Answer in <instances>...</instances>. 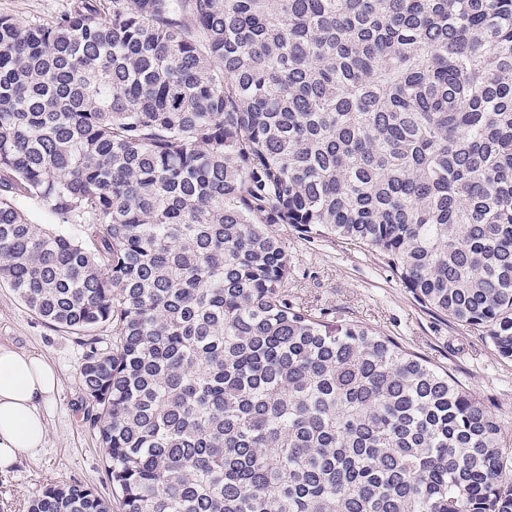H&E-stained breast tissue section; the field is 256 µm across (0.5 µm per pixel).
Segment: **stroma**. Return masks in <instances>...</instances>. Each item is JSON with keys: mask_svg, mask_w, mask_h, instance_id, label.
<instances>
[{"mask_svg": "<svg viewBox=\"0 0 512 512\" xmlns=\"http://www.w3.org/2000/svg\"><path fill=\"white\" fill-rule=\"evenodd\" d=\"M71 0H0V15L21 24L45 21L68 10ZM274 235L294 268L288 292L387 336L435 367L448 371L502 426V445L512 451V361L499 357L477 331L452 323L423 307L376 255L338 238L304 239L277 224ZM0 344L43 356L54 365L60 386L43 412L49 433L44 448L0 472V512H28L46 484L79 482L104 497L98 431L87 416L91 404L79 380L84 347L75 335L53 327L31 311L8 284L0 282Z\"/></svg>", "mask_w": 512, "mask_h": 512, "instance_id": "stroma-1", "label": "stroma"}]
</instances>
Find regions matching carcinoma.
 <instances>
[{"mask_svg": "<svg viewBox=\"0 0 512 512\" xmlns=\"http://www.w3.org/2000/svg\"><path fill=\"white\" fill-rule=\"evenodd\" d=\"M274 224L375 254L512 360V0L0 15V280L85 346L119 512H512L497 417L289 295ZM28 512L112 505L49 483ZM20 206L24 212L33 217L40 224H45L53 230H62L75 239L84 238L91 232L88 224H60L52 214L34 200L24 199L20 202Z\"/></svg>", "mask_w": 512, "mask_h": 512, "instance_id": "1", "label": "carcinoma"}]
</instances>
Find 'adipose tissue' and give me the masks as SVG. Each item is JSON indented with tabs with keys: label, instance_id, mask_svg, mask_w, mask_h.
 <instances>
[{
	"label": "adipose tissue",
	"instance_id": "obj_1",
	"mask_svg": "<svg viewBox=\"0 0 512 512\" xmlns=\"http://www.w3.org/2000/svg\"><path fill=\"white\" fill-rule=\"evenodd\" d=\"M58 387L59 377L43 357L0 344V471L44 446L43 407Z\"/></svg>",
	"mask_w": 512,
	"mask_h": 512
}]
</instances>
